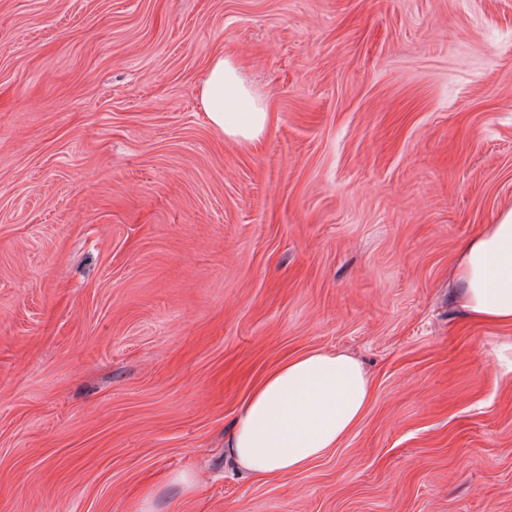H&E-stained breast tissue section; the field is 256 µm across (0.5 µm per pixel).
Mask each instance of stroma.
<instances>
[{
	"label": "stroma",
	"mask_w": 512,
	"mask_h": 512,
	"mask_svg": "<svg viewBox=\"0 0 512 512\" xmlns=\"http://www.w3.org/2000/svg\"><path fill=\"white\" fill-rule=\"evenodd\" d=\"M269 100L198 102L211 59ZM512 0H0V512H512ZM373 397L276 482L224 457L283 358ZM199 100L212 126L234 140H258L271 121V106L244 83L230 57L215 58ZM455 300L475 322L512 327V209L461 249Z\"/></svg>",
	"instance_id": "stroma-1"
}]
</instances>
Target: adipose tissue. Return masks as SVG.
<instances>
[{
    "instance_id": "obj_1",
    "label": "adipose tissue",
    "mask_w": 512,
    "mask_h": 512,
    "mask_svg": "<svg viewBox=\"0 0 512 512\" xmlns=\"http://www.w3.org/2000/svg\"><path fill=\"white\" fill-rule=\"evenodd\" d=\"M199 100L225 137L258 140L271 106L244 83L231 58H215ZM455 300L472 321L512 327V210L461 249ZM372 384L349 355L312 349L285 357L252 388L224 449L232 463L280 480L336 448L362 421Z\"/></svg>"
}]
</instances>
